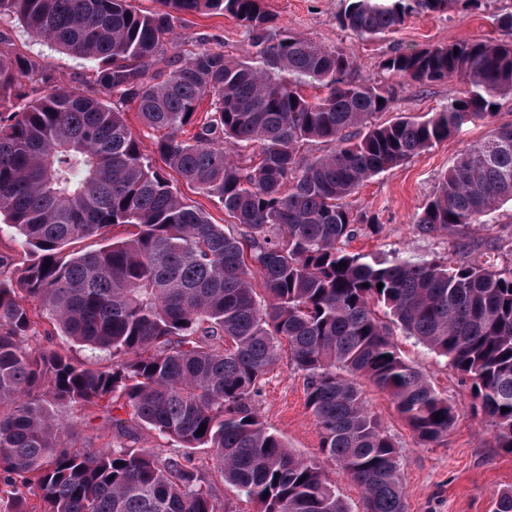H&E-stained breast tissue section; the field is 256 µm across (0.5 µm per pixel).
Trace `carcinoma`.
I'll return each instance as SVG.
<instances>
[{"label": "carcinoma", "mask_w": 512, "mask_h": 512, "mask_svg": "<svg viewBox=\"0 0 512 512\" xmlns=\"http://www.w3.org/2000/svg\"><path fill=\"white\" fill-rule=\"evenodd\" d=\"M457 1L483 7L350 0L337 22L371 40ZM156 2L0 0L33 37L96 63L92 84L58 87L47 60L0 30V221L29 248L16 279L14 255L0 251V512H224L198 448L257 512H348L324 466L295 456L253 407L284 351L304 375L325 460L359 485L363 512H407L396 445L356 379L386 392L423 444L448 436L455 411L401 357L390 323L447 359L497 447L512 450V267L492 261L496 241L488 259H464V239L512 202V123L463 150L422 209L420 235L461 239L446 257L347 251L380 225L346 202L364 180L496 115L512 94V14L495 19L500 38L385 57L395 77L467 88L424 119L375 123L395 86L358 78L343 48L280 33L263 0ZM212 13L242 23L244 58L167 54L180 15ZM313 82L323 96L304 94ZM128 103L159 133L166 168L127 124ZM307 143L329 150L309 159ZM169 169L217 198L236 233L186 203ZM118 226L136 232L118 238ZM83 241L95 248L69 250ZM39 322L110 363L31 346ZM54 405L123 410L182 453L78 447Z\"/></svg>", "instance_id": "obj_1"}]
</instances>
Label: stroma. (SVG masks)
Masks as SVG:
<instances>
[{
  "mask_svg": "<svg viewBox=\"0 0 512 512\" xmlns=\"http://www.w3.org/2000/svg\"><path fill=\"white\" fill-rule=\"evenodd\" d=\"M265 4L276 15L282 32L303 35L326 47L346 48L355 55L362 78L394 81L398 93L393 112L383 115L387 121L395 116H426L466 89L456 77L427 87L391 79L380 67L387 54L399 48L495 37L499 34L495 16L512 13V0H485L479 11L459 4L444 12L413 16L397 33L367 41L339 28L336 16L343 9L344 0H265ZM0 27L11 31L23 52L48 59L57 85L66 87L77 80L93 82L94 62L60 53L36 41L16 19L1 20ZM175 36L179 51L184 53L202 43L224 51L229 57L245 56L248 49L243 28L224 15H183L175 24ZM510 122L512 95H507L500 98L493 123L479 121L469 125L460 135L364 182L350 197V205L373 216L381 231L358 236L350 243V250L380 260L396 249L424 259L446 256L453 248V238L418 235L416 221L421 208L459 153L484 140L492 124ZM393 339L402 357L428 378L456 412L455 424L447 437L422 446L387 393L367 382L361 385L369 409L396 443L407 512H494L498 493L512 485V453L497 448L492 423L475 413L468 385L462 383L445 358L402 332H395ZM254 406L264 425L280 436L294 454L324 462L320 428L306 405L304 376L287 359H280L266 374ZM58 413L74 430L78 445L99 447L123 441L106 412L89 418L80 409L62 407Z\"/></svg>",
  "mask_w": 512,
  "mask_h": 512,
  "instance_id": "35a3bbf8",
  "label": "stroma"
}]
</instances>
